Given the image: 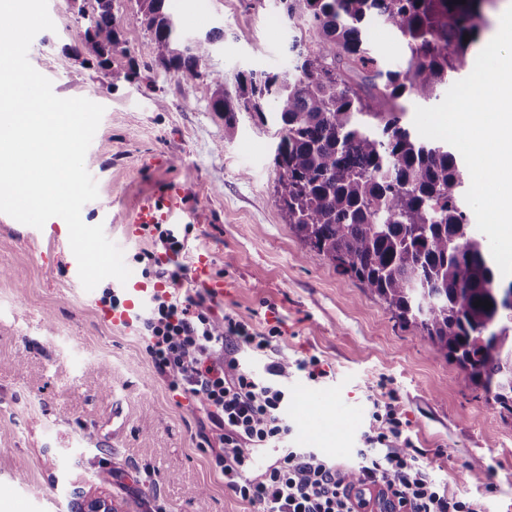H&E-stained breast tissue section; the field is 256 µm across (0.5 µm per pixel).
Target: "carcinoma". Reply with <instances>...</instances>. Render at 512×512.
Instances as JSON below:
<instances>
[{"instance_id": "carcinoma-1", "label": "carcinoma", "mask_w": 512, "mask_h": 512, "mask_svg": "<svg viewBox=\"0 0 512 512\" xmlns=\"http://www.w3.org/2000/svg\"><path fill=\"white\" fill-rule=\"evenodd\" d=\"M95 2L83 48L111 79L129 81L137 60L112 0ZM135 2L134 21L150 35L140 53L183 80L209 77L225 133L237 112L262 117L276 100L277 201L309 250L368 288L512 413V308L503 299L512 276L501 275L462 207L468 172L455 151L420 140L402 123L400 103L431 96L464 66L484 0H283V17L307 21L317 48H298L291 73L241 75L234 97L222 74L202 70L211 37L186 45L168 0ZM376 19L401 37L406 68L385 69L371 52L367 29ZM118 55L127 65L114 69Z\"/></svg>"}]
</instances>
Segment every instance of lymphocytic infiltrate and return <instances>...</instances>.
I'll return each instance as SVG.
<instances>
[{
	"label": "lymphocytic infiltrate",
	"instance_id": "lymphocytic-infiltrate-1",
	"mask_svg": "<svg viewBox=\"0 0 512 512\" xmlns=\"http://www.w3.org/2000/svg\"><path fill=\"white\" fill-rule=\"evenodd\" d=\"M172 291L153 295L142 324L146 349L173 389L198 399L219 433L224 485L259 512H370L363 491L379 494V512H480L476 502L450 494L419 462L405 435L408 426L396 396L374 402L376 429L365 432L356 464L336 462L312 448H290L285 418L290 370L322 378L317 357L294 362L272 357L279 335L259 332L227 314L216 318L201 291L179 293L181 267L161 269ZM263 355V373L243 358ZM278 449L275 460L258 466L255 453Z\"/></svg>",
	"mask_w": 512,
	"mask_h": 512
}]
</instances>
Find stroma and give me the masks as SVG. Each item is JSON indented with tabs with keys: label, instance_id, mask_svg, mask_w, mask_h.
<instances>
[{
	"label": "stroma",
	"instance_id": "stroma-1",
	"mask_svg": "<svg viewBox=\"0 0 512 512\" xmlns=\"http://www.w3.org/2000/svg\"><path fill=\"white\" fill-rule=\"evenodd\" d=\"M170 4L185 36L222 33L205 77L185 81L140 56L135 78L110 82L73 51L91 0H48L55 28L30 45L57 96L105 108L85 158L98 198L83 222L103 225L132 277L156 284L144 270L168 256L154 230L126 239L125 217L156 185L186 180L178 261L189 269L209 253L226 284L215 314L277 327L278 358L314 355L326 372L316 382L288 376L291 445L350 458L373 400L392 391L429 474L482 512H512V414L295 235L276 201L274 121L239 112L228 138L211 108L209 72L223 73L231 93L242 74L288 72L293 43L316 46L307 25L285 21L278 0ZM69 250L67 224L52 240L0 216V512H78L76 501L95 499L112 512H255L225 490L199 404L158 374L142 325L106 320L111 280L89 292L70 282Z\"/></svg>",
	"mask_w": 512,
	"mask_h": 512
}]
</instances>
